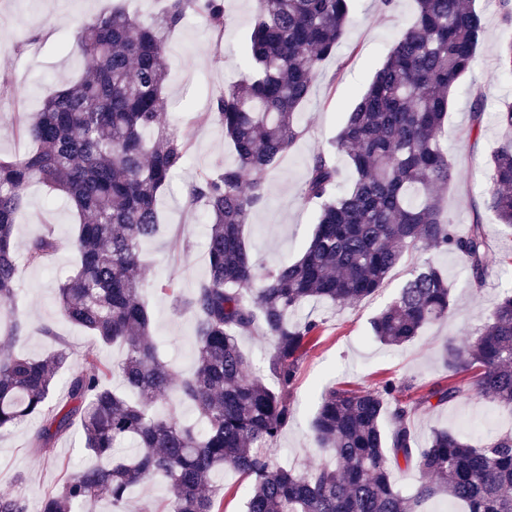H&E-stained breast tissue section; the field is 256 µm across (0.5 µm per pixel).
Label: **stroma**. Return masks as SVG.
<instances>
[{
	"instance_id": "stroma-1",
	"label": "stroma",
	"mask_w": 512,
	"mask_h": 512,
	"mask_svg": "<svg viewBox=\"0 0 512 512\" xmlns=\"http://www.w3.org/2000/svg\"><path fill=\"white\" fill-rule=\"evenodd\" d=\"M111 6L112 0H77L72 8L65 0H0V157L10 159L29 150V142L14 133L19 114L39 111L62 84L81 75L83 61L72 53L77 27ZM224 6L227 26L223 35H216L203 18L194 15L168 40L164 120L189 144L191 166L175 174L159 198L162 231L143 247L150 262L144 272V297L153 312V334L163 358L180 374L189 373L194 365L192 322L189 316L174 312L160 285L174 281L180 293L188 296L206 275L208 219L202 209L188 208L187 195L201 174L217 172L231 163L234 155L222 130L198 123L196 115L210 111L214 96L242 77L241 50L256 8L255 0H224ZM475 6L485 20L477 62L455 91L440 134L459 179L442 192L440 205L460 229L471 223L474 213H481L495 255H510L512 233L484 209L482 196L488 184L490 158L502 132L486 124L475 142L468 141L467 132L472 86H481L490 114L502 101L512 99V77L496 66L500 45L512 39V23L505 19L498 0H475ZM413 7V0H395L389 7L381 0H355L354 23L335 56L321 65L303 107L301 122L307 132L267 175V200L254 211L247 226V241L256 264L265 266L301 255L316 221L315 207L300 196L308 162L317 153L331 149L346 112L384 61ZM25 199L16 230L18 249H25L32 236L48 228L63 246L46 264L20 268L17 310L30 331L17 348L30 356L48 350L50 342L40 335L39 328L50 323L74 357H81L92 339L59 317L55 300L58 281L75 263L67 242L75 232L76 214L62 197L50 195L36 182L27 187ZM426 256L441 267L452 286L454 314L406 345H384L373 336L370 322L396 296L411 268ZM511 283L512 277L494 269L485 288H470L469 274L458 258L431 249L408 257L391 271L377 294L360 303L337 309L321 302L308 303L298 316L319 322L320 339L301 360L300 377L290 393L293 417L278 440V464L300 470L322 462L313 443L311 423L325 388L369 387L394 378L408 381L402 393L403 400L408 401L418 395L420 387L444 377L446 371L438 355L441 345L452 338L474 335L486 323L501 288ZM435 429L461 431L482 444L512 430V411L482 401L461 400L416 415L417 438H426ZM85 459L74 432L60 439L48 456L25 447L21 435L2 436L0 490L37 503L43 493L58 488L66 470Z\"/></svg>"
}]
</instances>
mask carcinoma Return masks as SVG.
<instances>
[{
    "label": "carcinoma",
    "instance_id": "carcinoma-1",
    "mask_svg": "<svg viewBox=\"0 0 512 512\" xmlns=\"http://www.w3.org/2000/svg\"><path fill=\"white\" fill-rule=\"evenodd\" d=\"M242 78L221 92L197 120L224 131L234 162L191 185L188 207L209 219L205 281L189 297L174 282L161 291L194 324L191 373L175 377L150 333L142 297L141 247L159 230L157 201L191 158L189 146L163 121L169 35L191 14L224 33V0H163L149 21L114 5L77 33L86 67L15 134L32 147L0 158V436L31 420L27 445L49 454L73 426L89 454L108 464L66 473L44 494L40 512H76L104 499L125 512L129 491L161 482L158 512H221L213 476L226 468L251 479L245 512H420L447 497L463 512H512V433L477 446L448 430L417 444L412 417L458 400L512 408V285L501 290L482 331L444 343L441 358L459 382H435L403 401L406 385L392 378L372 387L322 392L311 425L315 444L336 460L306 472L275 463L277 442L292 417L289 400L301 358L314 346L319 323L293 320L310 301L356 304L382 288L388 273L414 252L455 255L470 286L485 285L493 262L485 224L459 231L438 203L456 172L438 139L457 84L472 71L484 33L480 11L465 0H414V17L370 76L333 149L315 155L300 196L317 207L312 237L296 260L259 267L244 227L266 198V174L305 134L301 109L321 64L343 41L352 0H258ZM498 64L512 76V39ZM487 112L476 92L468 136L482 131ZM346 153L351 177L340 188L335 153ZM485 206L512 229V139L491 156ZM63 194L79 223L76 262L57 284L59 316L123 357L96 352L72 366L71 353L50 324L40 333L58 347L32 357L15 351L28 326L13 309L20 265L15 233L28 183ZM61 242L48 229L29 239L25 259L40 265ZM454 309L448 280L430 259L418 263L399 294L372 320L383 344L403 346ZM261 331L273 344L269 388L252 374L238 339ZM67 396L54 402L64 368ZM120 379L115 389L111 380ZM190 405L197 421L176 411ZM414 465L423 481L406 496L390 472ZM0 512H27L24 498L0 493Z\"/></svg>",
    "mask_w": 512,
    "mask_h": 512
}]
</instances>
